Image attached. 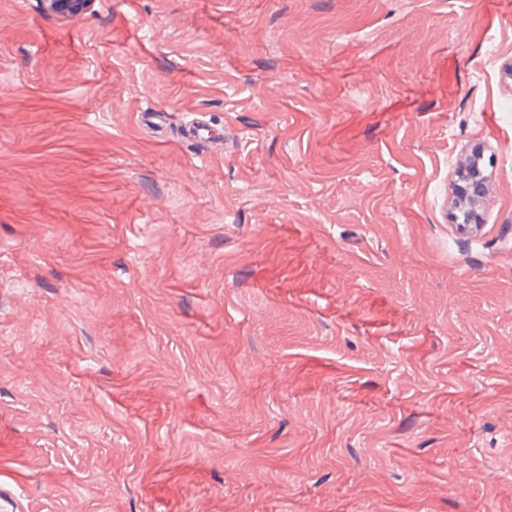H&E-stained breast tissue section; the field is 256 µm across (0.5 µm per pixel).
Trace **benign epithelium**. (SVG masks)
Masks as SVG:
<instances>
[{"label": "benign epithelium", "mask_w": 512, "mask_h": 512, "mask_svg": "<svg viewBox=\"0 0 512 512\" xmlns=\"http://www.w3.org/2000/svg\"><path fill=\"white\" fill-rule=\"evenodd\" d=\"M97 0H40L42 10L51 15L70 17L84 14L92 10ZM484 158V147L477 143L470 149L469 155L460 165L457 179L453 184V202L465 211L460 216L452 210L454 222L466 220L468 224H479L482 212L489 197L488 178L484 174L481 162Z\"/></svg>", "instance_id": "1"}]
</instances>
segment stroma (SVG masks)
I'll use <instances>...</instances> for the list:
<instances>
[{"label": "stroma", "instance_id": "stroma-1", "mask_svg": "<svg viewBox=\"0 0 512 512\" xmlns=\"http://www.w3.org/2000/svg\"><path fill=\"white\" fill-rule=\"evenodd\" d=\"M2 473L30 512H512V0H0ZM42 10L51 15L70 17L91 11L97 0H39ZM483 158L484 147L479 143L474 144L459 167L456 182L453 184V204L458 203L451 212L455 223L481 224L482 212L489 197L488 178L481 167ZM459 208L466 212L463 215L466 222L459 220Z\"/></svg>", "mask_w": 512, "mask_h": 512}]
</instances>
